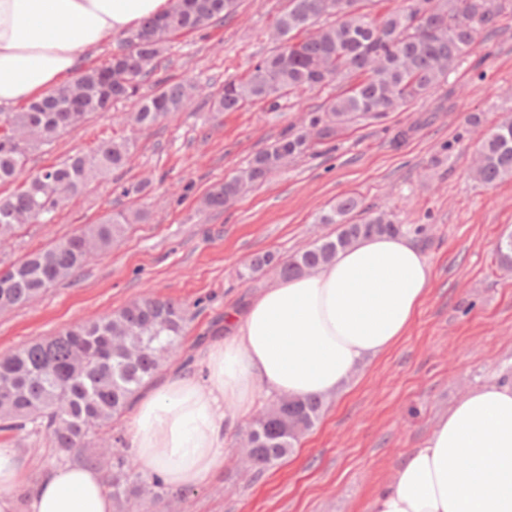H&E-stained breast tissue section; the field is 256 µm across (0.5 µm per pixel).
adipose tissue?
Masks as SVG:
<instances>
[{
  "label": "adipose tissue",
  "mask_w": 512,
  "mask_h": 512,
  "mask_svg": "<svg viewBox=\"0 0 512 512\" xmlns=\"http://www.w3.org/2000/svg\"><path fill=\"white\" fill-rule=\"evenodd\" d=\"M169 0H0V105L38 98L80 57L122 36ZM432 284L427 258L405 236L375 235L332 263L259 292L229 313L201 372L147 383L133 404L138 467L172 489L197 486L224 463L225 425L261 394L329 398L407 334ZM24 463L0 446V512H113L95 468L64 465L23 482ZM368 512H512V382L470 391L410 449Z\"/></svg>",
  "instance_id": "1"
}]
</instances>
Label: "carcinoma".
<instances>
[{
	"instance_id": "cac0c4a2",
	"label": "carcinoma",
	"mask_w": 512,
	"mask_h": 512,
	"mask_svg": "<svg viewBox=\"0 0 512 512\" xmlns=\"http://www.w3.org/2000/svg\"><path fill=\"white\" fill-rule=\"evenodd\" d=\"M503 0H412L409 10L374 18L365 0H288L276 23L280 45L261 58L242 80L229 79L211 110L236 112L249 103L270 108L297 92L314 90L343 76L362 80L331 99L322 112L305 118L317 142L331 141L349 125L379 119L401 105L423 99L448 80L472 50L478 35L497 28ZM238 0H171L169 10L122 35L101 64L81 70L73 79L31 100L18 112H0V185L15 183L28 153L58 132L86 117L108 112L112 105L135 98L155 61L173 35L208 28L237 7ZM336 23L318 26L324 17ZM307 33L292 42V33ZM196 86L181 80L163 83L158 93L140 102L130 115L148 128L191 105ZM30 135L16 141L12 133ZM312 147L304 131L288 132L257 152L238 175L213 185L202 204L211 210L232 205L252 186L267 181L289 160ZM132 142L114 139L89 153H76L25 178L0 195V245L7 244L21 220L43 219L55 212L63 195L82 194L94 181L122 168ZM474 178L494 185L512 178V120L495 126L480 139ZM361 201L345 196L319 215L320 224L338 226L333 237H321L286 259L271 253L255 256L248 266L253 278L274 268L282 277L300 275L326 265L336 254L373 235H395L404 227L386 214H351ZM148 220L144 210L114 212L80 233L34 251L0 271V306L23 307L56 283L82 268L90 252H106L121 240L129 225ZM192 316L172 299L146 296L97 320L72 325L58 334L0 357V432L31 426L45 433L57 453L105 470L114 512H142L146 492L141 475L128 457L98 450L82 453L90 436L112 426L128 411L141 387L162 361L178 353ZM323 400L280 398L261 411L249 430V449L258 470L274 466L293 452L300 437L320 420ZM153 501L182 496L152 476Z\"/></svg>"
}]
</instances>
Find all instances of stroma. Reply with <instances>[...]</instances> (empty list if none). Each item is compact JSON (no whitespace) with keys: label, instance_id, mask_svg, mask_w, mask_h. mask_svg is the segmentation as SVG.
Segmentation results:
<instances>
[{"label":"stroma","instance_id":"stroma-1","mask_svg":"<svg viewBox=\"0 0 512 512\" xmlns=\"http://www.w3.org/2000/svg\"><path fill=\"white\" fill-rule=\"evenodd\" d=\"M286 5L240 0L207 34L171 40L140 93L151 95L167 79L193 80L198 95L186 111L139 131L124 120L135 101L119 102L32 150L30 174L115 137L134 143L125 169L65 201L51 220L22 225L0 247L1 268L109 213L147 207L150 221L131 225L112 251L91 255L75 277L29 306L0 311V356L153 294L181 301L192 314L180 355L160 368L165 374L198 366L199 351L223 338L225 312L275 282L271 270L244 277L254 255L287 256L335 233L316 218L336 199L358 197L407 226L433 279L406 336L355 374L280 465L259 474L224 466L185 488L174 512H366L376 485L451 405L469 390L512 378V269L500 268L495 253L512 233V179L488 187L472 178L479 133L468 122L476 113L487 127L512 114V10L494 35L478 36L472 54L427 98L352 124L231 207L205 210L200 201L213 185L354 83L336 80L274 112L254 104L214 116L211 97L225 80L245 78L273 50L271 32ZM139 180L151 181L150 195L123 197L122 185ZM0 444L26 458L29 483L62 464L41 433L3 432Z\"/></svg>","mask_w":512,"mask_h":512}]
</instances>
